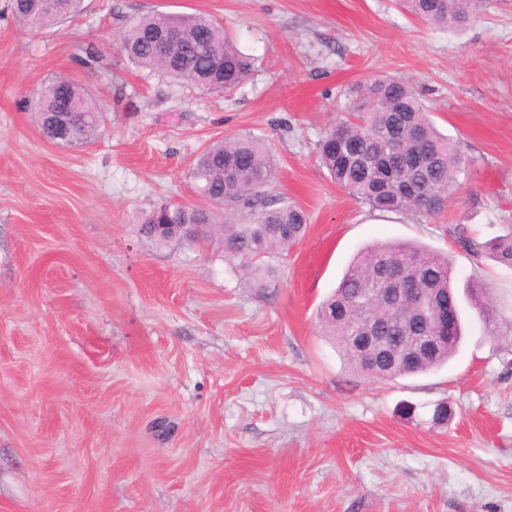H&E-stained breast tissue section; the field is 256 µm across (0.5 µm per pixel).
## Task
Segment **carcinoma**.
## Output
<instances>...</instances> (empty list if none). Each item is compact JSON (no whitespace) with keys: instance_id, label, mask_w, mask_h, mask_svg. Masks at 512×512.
<instances>
[{"instance_id":"obj_1","label":"carcinoma","mask_w":512,"mask_h":512,"mask_svg":"<svg viewBox=\"0 0 512 512\" xmlns=\"http://www.w3.org/2000/svg\"><path fill=\"white\" fill-rule=\"evenodd\" d=\"M415 17L435 25L462 23L471 16L475 0H400ZM82 0H58L47 9L42 0H8L13 14L34 29L61 23L80 12ZM174 30L181 36L177 48L164 50L153 35ZM121 49L137 66L164 75L172 67L189 70L195 85L213 93L229 92L247 77L250 63L224 34V27L198 14L147 13L124 32ZM367 109L338 123L318 142L322 166L338 186L380 212L435 215L447 205L459 173L456 143L440 135L414 87L407 81L379 76L361 87ZM66 107L65 126L73 142L88 143L101 122L98 103L76 81L59 77L45 86L36 103V121L46 136H55L51 114ZM273 164L261 139L238 135L217 140L199 154L193 171L200 182L206 207L161 205L140 217L142 233L163 246L169 237L153 234L155 224H213L216 211L226 208L246 213L247 224L224 225V256L238 260L264 288L275 269L264 259L300 241L307 231V215L284 198L265 191L272 182ZM473 252L487 249L500 264L512 268V224L506 233L478 243L461 237ZM395 273L394 288H413L436 296L453 294L452 264L448 257L405 242L376 243L363 249L347 266L335 290L318 311L320 333L336 346L358 372L393 380L436 371L454 357L459 343L408 362L394 352L376 367L361 360L350 336L370 318L376 333L390 347L403 337L419 336L430 324L403 317L404 294H393L378 311L361 300L365 289Z\"/></svg>"}]
</instances>
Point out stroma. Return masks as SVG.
Returning <instances> with one entry per match:
<instances>
[{
	"label": "stroma",
	"instance_id": "35a3bbf8",
	"mask_svg": "<svg viewBox=\"0 0 512 512\" xmlns=\"http://www.w3.org/2000/svg\"><path fill=\"white\" fill-rule=\"evenodd\" d=\"M6 5L0 512H512V333L491 335L485 314L512 308V268L457 241L512 224V0L454 27L398 0H84L36 31ZM150 11L221 24L252 60L244 83L211 93L129 61L121 36ZM60 75L106 111L88 144L35 121L34 91ZM378 76L412 83L458 145L440 215L371 210L320 164L317 141ZM248 133L270 149L272 193L309 219L264 288L219 238L160 248L137 222L203 204L198 153ZM384 241L451 260L464 339L438 371L370 379L318 333L321 301Z\"/></svg>",
	"mask_w": 512,
	"mask_h": 512
}]
</instances>
